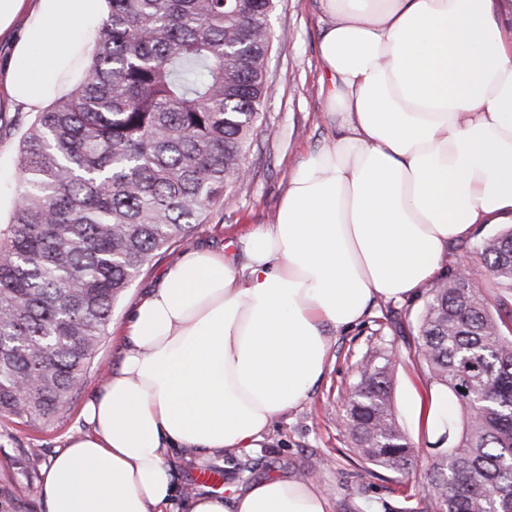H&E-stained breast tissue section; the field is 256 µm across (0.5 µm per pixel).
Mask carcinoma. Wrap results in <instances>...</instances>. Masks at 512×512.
Segmentation results:
<instances>
[{
    "mask_svg": "<svg viewBox=\"0 0 512 512\" xmlns=\"http://www.w3.org/2000/svg\"><path fill=\"white\" fill-rule=\"evenodd\" d=\"M107 3L82 81L21 132L0 224V415L27 425L66 402L132 280L241 184L269 92L274 0ZM477 250V286L451 272L424 292L415 354L459 419L405 512H512V227ZM398 362L363 367L343 420L359 460L405 478Z\"/></svg>",
    "mask_w": 512,
    "mask_h": 512,
    "instance_id": "1",
    "label": "carcinoma"
}]
</instances>
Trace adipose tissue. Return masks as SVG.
I'll use <instances>...</instances> for the list:
<instances>
[{
  "mask_svg": "<svg viewBox=\"0 0 512 512\" xmlns=\"http://www.w3.org/2000/svg\"><path fill=\"white\" fill-rule=\"evenodd\" d=\"M337 137L292 173L277 221L235 255H184L121 328L85 431L42 472L48 512H169L168 460L255 448L329 363L326 328L433 282L449 241L512 223V27L497 0H321ZM106 0H0V105L37 112L80 82ZM182 512H329L315 481L196 493Z\"/></svg>",
  "mask_w": 512,
  "mask_h": 512,
  "instance_id": "adipose-tissue-1",
  "label": "adipose tissue"
}]
</instances>
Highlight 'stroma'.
I'll use <instances>...</instances> for the list:
<instances>
[{
  "mask_svg": "<svg viewBox=\"0 0 512 512\" xmlns=\"http://www.w3.org/2000/svg\"><path fill=\"white\" fill-rule=\"evenodd\" d=\"M321 15L320 0L275 2L270 28L276 34L287 33L288 39L273 42L268 57L272 93L261 108L263 120L249 156L247 180L226 191L223 205L132 281L112 310L95 366L82 375L50 421L34 428L0 417V512H46L38 493L41 471L54 450L64 447L67 436L84 429L81 409L102 384L98 367L114 369L120 364L118 327L163 272L188 252L224 251L246 230L271 223L303 156L334 137L336 128L324 113L320 97ZM29 117V111L19 106L0 111V224L9 220L18 178L14 124ZM500 230L497 224H480L468 237L451 242L442 271L462 268L479 275L482 264L474 247ZM423 305L420 294L403 302L379 300L351 328L327 329L330 363L306 400L274 421L260 447L225 453L205 464L173 459L172 479L181 494L244 487L282 474H306L326 492L330 512H401L412 498L421 497L420 478H402L360 462L351 453L339 395L357 382L360 370L380 353L398 351L393 397L399 423L419 446L421 458L433 454L434 440L418 416V404L427 395L430 381L410 348Z\"/></svg>",
  "mask_w": 512,
  "mask_h": 512,
  "instance_id": "obj_1",
  "label": "stroma"
}]
</instances>
